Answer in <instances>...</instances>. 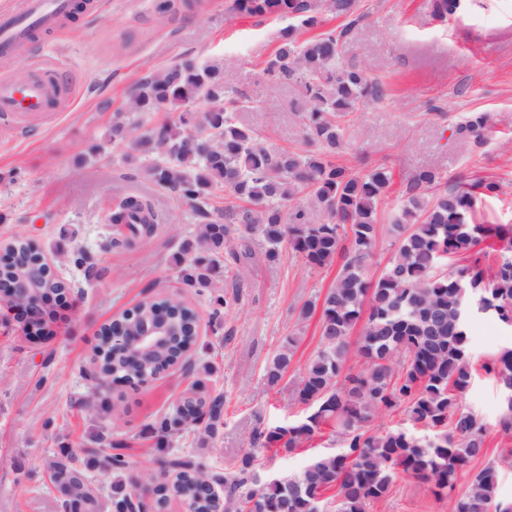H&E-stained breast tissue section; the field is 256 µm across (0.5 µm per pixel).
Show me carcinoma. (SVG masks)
I'll use <instances>...</instances> for the list:
<instances>
[{"mask_svg": "<svg viewBox=\"0 0 512 512\" xmlns=\"http://www.w3.org/2000/svg\"><path fill=\"white\" fill-rule=\"evenodd\" d=\"M434 16L445 18L460 8V0H431ZM234 9L252 16L275 15L292 24L281 32L279 44L264 73L275 83L299 87L295 105L304 112L308 150L297 154L258 139L237 113L254 109V100L224 81L215 63L177 62L142 78L123 112L116 113L112 140L128 141L147 154L141 161L125 153L121 159L138 167L158 192L184 203L201 219L196 236L181 248L175 261L176 279L198 293H208L211 320L221 324L231 301L228 291L213 286L220 259L236 263L261 258L279 260L288 248L311 269L339 266L334 284L321 304L308 301L298 319L320 313V347L295 386L298 402L310 412L287 425L256 430L251 444L286 452L300 449L324 425L343 443L336 454L312 457L299 474L281 473L275 482L257 486L253 451L221 471L187 453L170 450L173 442L211 438L224 425V395L209 391L196 379L172 410L150 425L156 468L145 475L153 486L146 500L127 486L123 473L131 466L128 443L105 431L84 458L69 448L47 454L43 470L60 495L59 507L77 512H151L167 504L174 488L185 512H212L213 490L223 498L224 512H307L311 499L336 490V512H368L384 500L394 478L402 474L430 485L434 497L453 502L452 512H489L499 506L497 472L486 467L466 488L458 477L487 452L480 417L462 406L469 388L471 364L468 316L478 301L492 304L498 322L512 317V255L500 254L487 264L488 253L471 250L495 239L512 246L511 224H481L475 207L499 195V182L476 177L453 184L433 169H421L408 181L402 206L391 231L394 250L377 279L365 276L366 264L378 241V204L390 183L383 167L364 173L336 163L344 147L343 119L384 98L382 86L366 68L345 55L352 28L365 20L360 0H234ZM345 24L304 38L302 32L323 26L327 16ZM166 104L182 108L177 120L150 123V113ZM490 116L473 112L458 121L455 139L484 144ZM236 202L212 206L216 192ZM112 223L123 232L106 240L104 249H128L155 232L151 200L129 196L115 205ZM260 235L261 254L236 247V225ZM67 263L89 279L102 276L91 257L77 248L64 255ZM35 270L29 243L16 239L0 260V279H13ZM31 303L41 315L38 331L48 336L56 313L44 302L48 294L65 296L66 285L38 274ZM174 309L178 335L169 345L144 357L111 355L95 347L93 378L105 384L118 374L129 382L158 376L179 364L196 344L198 315L179 296L147 298L124 311L117 323L136 330L151 320L156 306ZM360 328L356 350L350 338ZM296 336L290 335L266 363L264 376L275 389L291 365ZM361 359L358 370L348 366L351 353ZM502 396L512 395V348L483 364ZM90 418L103 409L100 394L79 401ZM403 409L410 428L374 431L370 423L382 411ZM114 475L111 492L102 495L89 477L90 461Z\"/></svg>", "mask_w": 512, "mask_h": 512, "instance_id": "obj_1", "label": "carcinoma"}]
</instances>
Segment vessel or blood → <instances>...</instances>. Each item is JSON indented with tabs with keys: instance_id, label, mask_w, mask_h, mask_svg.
Wrapping results in <instances>:
<instances>
[{
	"instance_id": "vessel-or-blood-1",
	"label": "vessel or blood",
	"mask_w": 512,
	"mask_h": 512,
	"mask_svg": "<svg viewBox=\"0 0 512 512\" xmlns=\"http://www.w3.org/2000/svg\"><path fill=\"white\" fill-rule=\"evenodd\" d=\"M73 0H24L17 11L0 13V58L19 55L32 32L61 30L72 9ZM66 98L61 79H31L17 83L0 79V114L43 113L60 106Z\"/></svg>"
}]
</instances>
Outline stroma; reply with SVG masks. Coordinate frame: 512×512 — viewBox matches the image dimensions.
<instances>
[{"label":"stroma","instance_id":"stroma-1","mask_svg":"<svg viewBox=\"0 0 512 512\" xmlns=\"http://www.w3.org/2000/svg\"><path fill=\"white\" fill-rule=\"evenodd\" d=\"M160 0H94L63 35L37 34L25 54L0 61V78L34 77L33 60L45 61L69 86L66 107L43 121L18 128L0 117V244L16 238L34 242L54 263L72 293L59 308L52 336L34 341L21 330L18 312L0 306V512H59L56 491L43 474L41 459L65 446L83 448L94 425L127 439L132 466L127 483L140 485L153 465L152 442L144 429L172 409L192 381L176 365L149 385L118 387L108 400H121L126 412L101 414L91 422L74 405L93 390L91 369L99 329L139 300L183 293L199 315L191 362H215L211 389L224 394V426L212 447L173 443L208 464L236 461L249 448L253 431L302 418L307 408L294 386L320 342L318 319L299 322L300 306L322 300L336 278V267L309 269L290 251L277 263L257 260L223 277L237 279L239 298L214 329L206 297L183 288L174 258L183 240L195 234L198 219L189 206L158 199L157 234L132 250H107L114 227V205L129 195H151V186L121 160L127 144L109 134L116 111L124 108L138 81L173 63L192 58L219 59L225 81L255 99L257 109L240 113L261 141L302 151L303 119L292 106L293 86L270 87L262 72L276 49L286 20L235 12L233 0H172L159 17ZM368 19L347 44L348 57L365 61L385 90L381 101L352 114L338 161L356 170L385 167L391 183L378 207L377 222L391 224L415 171L429 167L454 182L476 175L500 180L504 191L479 202L478 217L489 224H512V0H472L454 16H433L429 0H362ZM470 112H486L491 127L484 145L464 146L453 129ZM83 248L105 271L86 280L62 257ZM296 334L293 366L277 389L264 378L266 362L286 336ZM475 378L461 402L487 428L486 456L461 475L486 467L498 476L497 495L512 501V433L498 425L502 396L484 370L485 362L512 347V330L496 320L473 316L468 324ZM341 448L330 428L288 453L278 451L272 472H299L315 454ZM428 484L400 476L385 500L369 512H449Z\"/></svg>","mask_w":512,"mask_h":512}]
</instances>
